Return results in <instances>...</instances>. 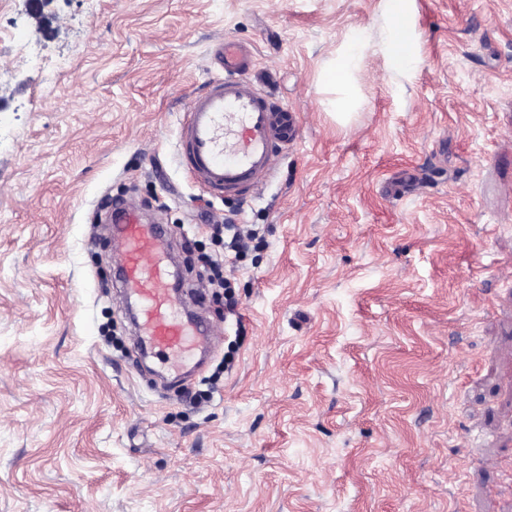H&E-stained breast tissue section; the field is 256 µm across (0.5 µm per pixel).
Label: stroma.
<instances>
[{
	"instance_id": "obj_1",
	"label": "stroma",
	"mask_w": 512,
	"mask_h": 512,
	"mask_svg": "<svg viewBox=\"0 0 512 512\" xmlns=\"http://www.w3.org/2000/svg\"><path fill=\"white\" fill-rule=\"evenodd\" d=\"M410 14L401 75L387 0H0V512H512V0ZM224 39L301 121L243 200L176 159ZM120 194L171 231L193 375L134 346ZM211 210L261 237L233 315L199 279ZM389 22L385 29V45L391 68L397 72H408L420 63V57L409 42V34L399 26V19L408 10V0H389ZM359 36V34H356L354 40L348 44L339 60L328 72L331 81L333 83H340L343 87L344 97L336 100V109L341 108L346 103L350 94V79L359 68L362 56V46Z\"/></svg>"
}]
</instances>
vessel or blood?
Listing matches in <instances>:
<instances>
[{
  "label": "vessel or blood",
  "instance_id": "1",
  "mask_svg": "<svg viewBox=\"0 0 512 512\" xmlns=\"http://www.w3.org/2000/svg\"><path fill=\"white\" fill-rule=\"evenodd\" d=\"M214 55L224 75L190 98L179 127L178 158L210 195L242 196L271 178L272 158L296 138L299 114L270 100L245 78L252 62L246 45L224 40ZM109 220L120 232V286L140 304L139 331L164 355L185 360L198 343V326L179 314L180 302L162 257V226L143 223L133 208L118 203Z\"/></svg>",
  "mask_w": 512,
  "mask_h": 512
}]
</instances>
